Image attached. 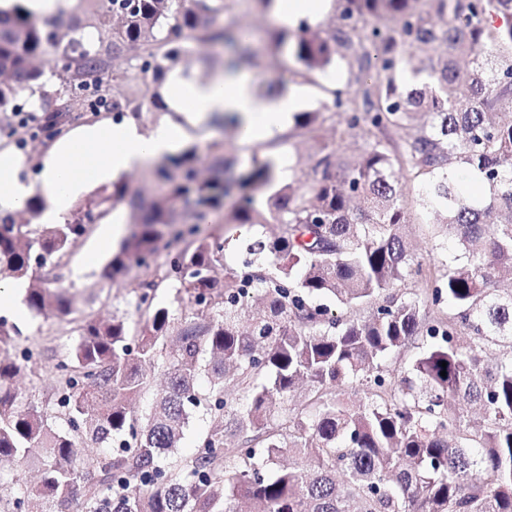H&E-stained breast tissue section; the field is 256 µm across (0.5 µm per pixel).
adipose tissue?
Segmentation results:
<instances>
[{"label":"adipose tissue","mask_w":512,"mask_h":512,"mask_svg":"<svg viewBox=\"0 0 512 512\" xmlns=\"http://www.w3.org/2000/svg\"><path fill=\"white\" fill-rule=\"evenodd\" d=\"M334 0H276L273 18L278 25L320 23L334 8ZM164 103L182 113L185 125L162 122L143 130L132 120L87 125L59 139L40 157L37 179L24 178L26 160L9 148L0 149V212L20 210L32 197L44 199L41 224H61L73 200L89 186L140 168L146 161L176 153L186 127L199 128L216 114H236L243 139L270 141L283 133L301 104L300 92L276 96L258 92L248 74L198 81L174 73L166 81Z\"/></svg>","instance_id":"1"}]
</instances>
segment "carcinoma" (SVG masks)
<instances>
[{"mask_svg":"<svg viewBox=\"0 0 512 512\" xmlns=\"http://www.w3.org/2000/svg\"><path fill=\"white\" fill-rule=\"evenodd\" d=\"M80 2L83 12L60 31L46 30L21 0L0 11V133L8 140L23 142L15 122L22 95L37 103L48 132L62 114L89 111L80 88L93 87L99 106L138 117L164 109L168 75L203 49L224 57V72L254 64L224 0ZM374 19L385 26H370ZM89 27L98 32L93 43L84 39ZM438 47L444 54L415 70L426 81L403 91L399 71L412 49ZM266 55L302 79L338 55L356 63L355 95L334 90L295 115L314 137L322 113H349L347 130L369 145L341 177L330 174L339 160L327 144L322 171L285 186L272 156L235 172L224 143L214 142L206 170L191 144L149 166L146 188L131 195L127 182H115L80 201L63 224L33 223L45 207L40 197L0 213V274L28 280L30 310L66 317L74 313L71 289L33 277V267L58 265L84 234V218L104 219L128 203L136 227L100 278L139 269L136 307L149 310L134 348L125 315L80 321L68 361L58 365L61 429L19 394L15 364L0 358V461L39 473L36 484L0 498L3 512H70L84 479L79 435L116 438L123 448L84 479L85 512H236L240 498L254 512H512V285L501 279L512 270V0H344L339 20L323 28L270 32ZM417 114L424 121L402 143L377 137ZM398 166L412 185H401ZM460 171L479 173L484 196L470 195ZM409 191L427 198L435 228L454 244L424 297L391 292L421 268L404 232ZM263 202L281 230L251 240L249 250L269 270L223 276L224 243L205 238L168 271L148 262L174 226L203 224L213 213L226 224H258ZM173 273L196 306L179 323L153 304ZM324 298L365 304L369 315L347 320ZM446 302L451 313L428 318ZM170 336L177 349L168 386L140 426L131 403ZM420 336L433 343L407 375L387 379L381 360ZM204 372L213 380L214 428L185 470L166 472L159 460L178 447ZM357 381L366 403L351 407L339 389ZM229 387L248 406L227 420ZM301 396L314 417L288 407ZM460 402L477 406L476 415H461ZM279 414L283 426L273 421ZM237 431L245 436L236 462L224 441ZM285 454L292 462L278 465Z\"/></svg>","mask_w":512,"mask_h":512,"instance_id":"obj_1","label":"carcinoma"}]
</instances>
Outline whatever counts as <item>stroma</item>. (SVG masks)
<instances>
[{
  "instance_id": "stroma-1",
  "label": "stroma",
  "mask_w": 512,
  "mask_h": 512,
  "mask_svg": "<svg viewBox=\"0 0 512 512\" xmlns=\"http://www.w3.org/2000/svg\"><path fill=\"white\" fill-rule=\"evenodd\" d=\"M226 13L239 17L256 49H263L268 31L273 23L270 13H261L254 9L251 0H226ZM319 140H310L300 136L298 130L288 129L277 140L267 143H246L240 131L226 130L221 119L210 120L206 127L190 130L188 141L198 147L200 155H207L209 145L215 140H223L225 153L238 164H249L252 157L272 153L287 155L293 161L295 176L311 173L320 158L322 144H334L342 161L354 162L364 151L366 143L356 135L346 134L347 113L328 112ZM409 222L405 227L413 252L422 263L421 275L410 278L406 283L407 291L424 294L433 287L439 274V262L446 259L447 249H435L432 213L423 210L417 196L408 198ZM97 231L89 226L86 234L78 239L62 260L56 274L60 281L70 286L76 295V305L84 313L96 314L104 311L127 313L131 330L140 327V314L136 310V296L133 289L137 283L136 273L119 277L111 283L100 281L99 272L108 260V253L88 258L87 252ZM222 236L224 244V275H233L245 271L253 257L247 250L249 239L239 230L224 228L220 216L212 215L201 224L197 235H185L184 239L173 243H160L152 257L153 263L170 269L186 243L194 237ZM0 319L17 324L20 334L1 355L15 362L19 372L15 378V387L39 409L51 415H61L57 405L59 389V371L57 366L65 361L67 349L74 339L73 325L69 319L55 315L29 314L27 320L18 321L10 312H0ZM200 403L189 410V422L184 429L178 448L163 456L162 466L183 465L201 448L205 438L214 425L211 382L208 377H200L197 384Z\"/></svg>"
}]
</instances>
